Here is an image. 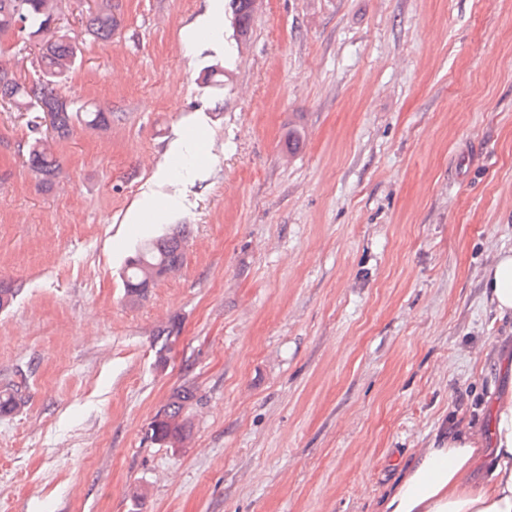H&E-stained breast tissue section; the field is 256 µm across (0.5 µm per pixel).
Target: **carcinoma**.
<instances>
[{"label": "carcinoma", "instance_id": "obj_1", "mask_svg": "<svg viewBox=\"0 0 512 512\" xmlns=\"http://www.w3.org/2000/svg\"><path fill=\"white\" fill-rule=\"evenodd\" d=\"M56 0H0V36L15 33L12 22L19 19L22 31L28 37H37L42 43V79L26 87L8 72L0 68V105L18 110L28 109V103L36 101V111L49 117L51 135L35 137L29 151V165L44 183L49 184L57 171L53 143L68 138L75 125L84 123L90 127H106L112 121V113L99 106L68 104L53 97L50 86L64 78L74 69L79 48L68 34L48 27L55 11ZM237 33L245 37L249 31L253 14V0H229ZM118 26L113 0H94L89 8L85 24V36L94 41H107ZM184 230L180 227L149 240L137 247L127 258L121 279L126 297L131 302L147 298L145 269H158L169 273L184 261ZM180 329L172 324L160 332L163 339L156 349V360L165 364L171 344ZM192 390L182 388L174 391L163 408L158 411L148 428L153 442H162L174 448L184 445L189 435L186 408L193 402ZM24 405L22 394L10 385L0 387V416L16 413Z\"/></svg>", "mask_w": 512, "mask_h": 512}]
</instances>
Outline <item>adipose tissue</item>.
I'll use <instances>...</instances> for the list:
<instances>
[{"label":"adipose tissue","mask_w":512,"mask_h":512,"mask_svg":"<svg viewBox=\"0 0 512 512\" xmlns=\"http://www.w3.org/2000/svg\"><path fill=\"white\" fill-rule=\"evenodd\" d=\"M499 315H512V251L485 273ZM379 512H512V391L493 405L489 435L461 429L416 452Z\"/></svg>","instance_id":"obj_1"}]
</instances>
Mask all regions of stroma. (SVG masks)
<instances>
[{
	"label": "stroma",
	"mask_w": 512,
	"mask_h": 512,
	"mask_svg": "<svg viewBox=\"0 0 512 512\" xmlns=\"http://www.w3.org/2000/svg\"><path fill=\"white\" fill-rule=\"evenodd\" d=\"M115 2L94 42L62 0L61 98L112 124L54 144L52 188L41 113L0 107V385L25 398L0 512H377L419 449L488 431L512 356L485 288L512 249V0H264L242 40L227 0ZM38 53L13 37L0 66L32 84ZM177 226L180 272L129 303L127 257ZM184 386V446L147 439Z\"/></svg>",
	"instance_id": "stroma-1"
}]
</instances>
